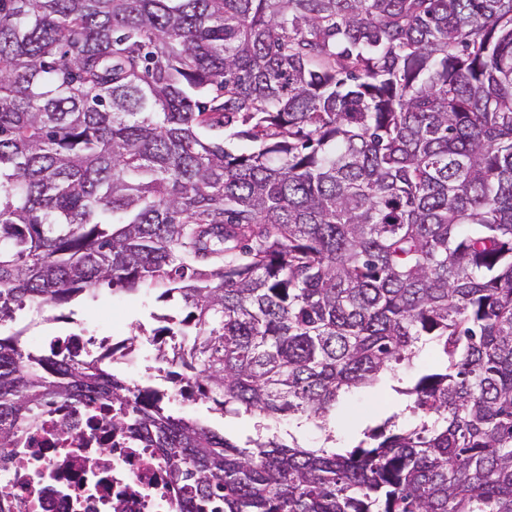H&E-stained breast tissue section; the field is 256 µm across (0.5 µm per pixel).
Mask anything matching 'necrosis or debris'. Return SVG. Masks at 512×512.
I'll list each match as a JSON object with an SVG mask.
<instances>
[{
  "label": "necrosis or debris",
  "mask_w": 512,
  "mask_h": 512,
  "mask_svg": "<svg viewBox=\"0 0 512 512\" xmlns=\"http://www.w3.org/2000/svg\"><path fill=\"white\" fill-rule=\"evenodd\" d=\"M64 355L75 364L98 359L94 337L75 328L55 335L22 336ZM110 411L91 402L77 408L44 409L0 463V489L8 490L18 512H180L183 495L169 480L159 452L116 440ZM68 419L71 438L58 445L55 429Z\"/></svg>",
  "instance_id": "necrosis-or-debris-1"
}]
</instances>
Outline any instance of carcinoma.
I'll list each match as a JSON object with an SVG mask.
<instances>
[{
	"mask_svg": "<svg viewBox=\"0 0 512 512\" xmlns=\"http://www.w3.org/2000/svg\"><path fill=\"white\" fill-rule=\"evenodd\" d=\"M104 284L267 430L430 344L420 421L238 441L12 333L0 448L93 399L183 512H512V0H0V325Z\"/></svg>",
	"mask_w": 512,
	"mask_h": 512,
	"instance_id": "carcinoma-1",
	"label": "carcinoma"
}]
</instances>
